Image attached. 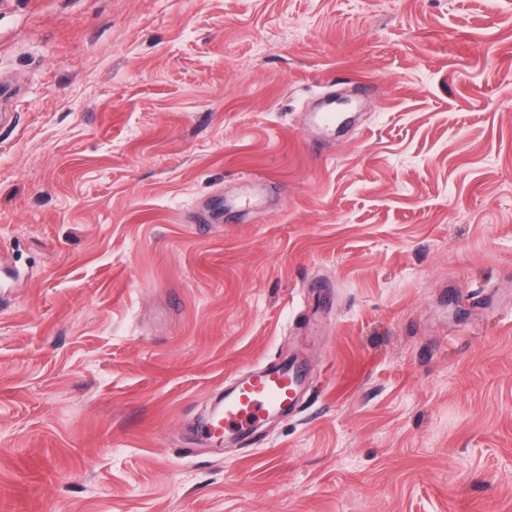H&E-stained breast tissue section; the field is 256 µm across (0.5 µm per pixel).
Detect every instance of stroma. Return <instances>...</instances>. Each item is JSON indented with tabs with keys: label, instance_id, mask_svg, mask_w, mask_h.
Wrapping results in <instances>:
<instances>
[{
	"label": "stroma",
	"instance_id": "stroma-1",
	"mask_svg": "<svg viewBox=\"0 0 512 512\" xmlns=\"http://www.w3.org/2000/svg\"><path fill=\"white\" fill-rule=\"evenodd\" d=\"M511 279L512 0H0V512H512ZM307 375L306 364L296 360L246 371L224 392L222 409L210 420L206 433L243 437L269 416L291 412Z\"/></svg>",
	"mask_w": 512,
	"mask_h": 512
}]
</instances>
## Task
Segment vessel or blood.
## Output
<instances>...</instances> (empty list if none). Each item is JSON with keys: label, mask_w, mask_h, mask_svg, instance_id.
Masks as SVG:
<instances>
[{"label": "vessel or blood", "mask_w": 512, "mask_h": 512, "mask_svg": "<svg viewBox=\"0 0 512 512\" xmlns=\"http://www.w3.org/2000/svg\"><path fill=\"white\" fill-rule=\"evenodd\" d=\"M305 363H268L240 375L224 393L221 411L207 425L210 434L249 435L264 419L292 411L306 382Z\"/></svg>", "instance_id": "vessel-or-blood-1"}]
</instances>
